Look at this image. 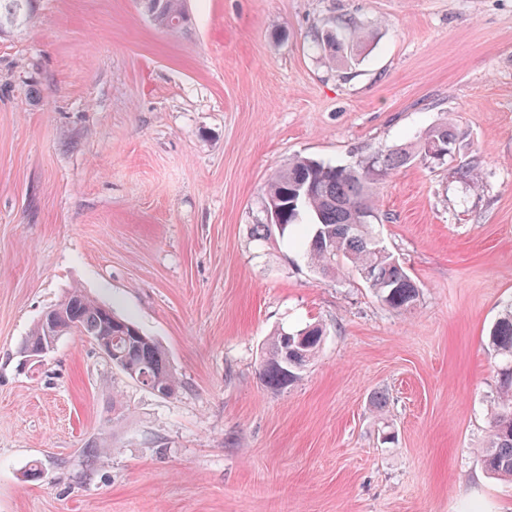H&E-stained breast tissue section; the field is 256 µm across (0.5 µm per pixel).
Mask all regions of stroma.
I'll list each match as a JSON object with an SVG mask.
<instances>
[{
  "label": "stroma",
  "mask_w": 512,
  "mask_h": 512,
  "mask_svg": "<svg viewBox=\"0 0 512 512\" xmlns=\"http://www.w3.org/2000/svg\"><path fill=\"white\" fill-rule=\"evenodd\" d=\"M188 7L171 33L138 0H39L0 38V512H512L475 454L512 299V0ZM329 28L363 49L329 62ZM442 121L454 155L391 175L372 227L414 310L254 237L292 157L348 163ZM75 287L163 346L177 395L75 333L24 363ZM314 322L316 358L271 393L268 337Z\"/></svg>",
  "instance_id": "35a3bbf8"
}]
</instances>
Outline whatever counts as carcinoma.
<instances>
[{
  "label": "carcinoma",
  "mask_w": 512,
  "mask_h": 512,
  "mask_svg": "<svg viewBox=\"0 0 512 512\" xmlns=\"http://www.w3.org/2000/svg\"><path fill=\"white\" fill-rule=\"evenodd\" d=\"M144 11L159 28L180 32L189 27L186 0H140ZM38 0H0V34L28 27ZM325 56L336 61L342 45L331 32L321 33ZM458 134L448 123H439L421 135L413 148H375L346 165H330L307 156H296L277 171L266 186V196L282 207L283 232L299 230V245L309 267L328 276L348 266L371 288L378 300L396 312L414 309L419 288L402 264L377 250L371 226L379 223L377 190L387 178L415 158L443 165L448 156L431 155L428 147L440 145L455 150ZM91 340L112 337V364L128 378L150 391L170 397L180 381L170 369L160 344L133 321L112 314L104 305L74 289L58 305L45 311L21 354L41 351L69 332ZM323 329L309 324L296 331H277L271 337L261 366L264 387L281 394L292 387L317 354ZM497 355L511 363L505 369L492 415L486 445L479 449L484 470L500 479L512 480V302L490 332Z\"/></svg>",
  "instance_id": "cac0c4a2"
}]
</instances>
